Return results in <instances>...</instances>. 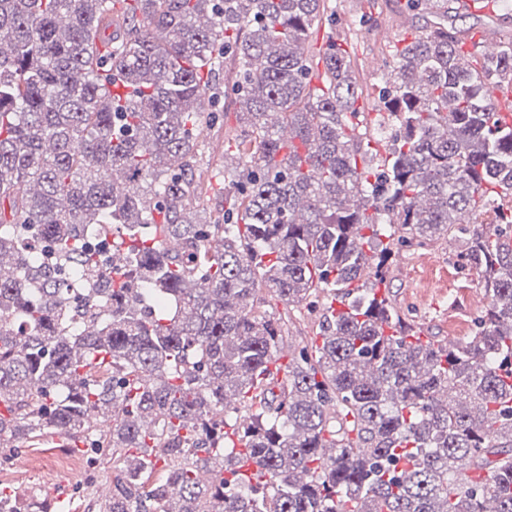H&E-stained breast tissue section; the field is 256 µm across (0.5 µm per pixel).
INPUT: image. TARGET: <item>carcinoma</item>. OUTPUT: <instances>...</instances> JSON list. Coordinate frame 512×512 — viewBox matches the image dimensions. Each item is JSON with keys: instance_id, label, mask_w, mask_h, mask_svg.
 <instances>
[{"instance_id": "1", "label": "carcinoma", "mask_w": 512, "mask_h": 512, "mask_svg": "<svg viewBox=\"0 0 512 512\" xmlns=\"http://www.w3.org/2000/svg\"><path fill=\"white\" fill-rule=\"evenodd\" d=\"M323 2L0 0L1 461L46 434L102 449L122 466L100 512H512V122L491 96L512 43L481 57L453 0H407L439 22L392 55L371 173L351 54L309 42ZM220 83L239 167L222 220L192 223ZM442 236L489 298L451 347L360 283ZM263 292L342 308L282 363Z\"/></svg>"}]
</instances>
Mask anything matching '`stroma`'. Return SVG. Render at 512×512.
Instances as JSON below:
<instances>
[{
	"mask_svg": "<svg viewBox=\"0 0 512 512\" xmlns=\"http://www.w3.org/2000/svg\"><path fill=\"white\" fill-rule=\"evenodd\" d=\"M335 17L322 18L315 27L313 41L322 45L338 38L342 26H350L347 49L360 63V77L367 84H382L389 73L391 52L411 40L430 17L417 11L407 14L405 0H330ZM478 25L484 39H512V0H499L490 18L469 15L458 20L459 28ZM239 132L234 107H226L220 125L205 130L198 139L197 180L205 188L190 207L191 216L209 222L219 210L223 197L224 160L234 157V139ZM459 241L448 238L424 247H395L385 276V295L411 320L421 336L441 341L472 335L476 321L488 305V297L475 269L464 265L457 253ZM260 306L269 314H289L285 334L290 344H305L318 330L319 315L299 306L286 311L270 294H262ZM68 449L81 467L56 470L46 476L23 470L25 459L34 453ZM97 451L79 444L67 448L63 438L47 435L22 449L9 462L0 465V490L15 495L22 512H44L51 500L61 499L58 512H89V504L104 506L96 491L111 484L112 469L96 463Z\"/></svg>",
	"mask_w": 512,
	"mask_h": 512,
	"instance_id": "35a3bbf8",
	"label": "stroma"
}]
</instances>
